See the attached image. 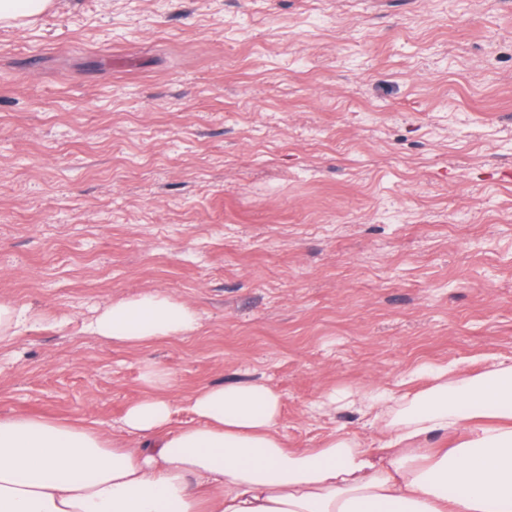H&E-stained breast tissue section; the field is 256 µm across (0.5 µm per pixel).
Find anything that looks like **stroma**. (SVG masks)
<instances>
[{
	"label": "stroma",
	"mask_w": 512,
	"mask_h": 512,
	"mask_svg": "<svg viewBox=\"0 0 512 512\" xmlns=\"http://www.w3.org/2000/svg\"><path fill=\"white\" fill-rule=\"evenodd\" d=\"M146 292L198 328L104 345ZM0 414L122 435L263 379L293 448L371 440L327 390L512 357V0H61L0 27ZM24 316L13 303L0 301V346L13 341Z\"/></svg>",
	"instance_id": "obj_1"
}]
</instances>
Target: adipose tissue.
Instances as JSON below:
<instances>
[{"label":"adipose tissue","instance_id":"1","mask_svg":"<svg viewBox=\"0 0 512 512\" xmlns=\"http://www.w3.org/2000/svg\"><path fill=\"white\" fill-rule=\"evenodd\" d=\"M197 325L191 305L149 292L106 301L91 332L138 347ZM143 381L123 416L135 448L79 420L1 414L0 512H512V360L466 378L438 367L418 392L365 389L375 448L340 430L287 448L282 396L262 380L199 388L180 425L169 373Z\"/></svg>","mask_w":512,"mask_h":512}]
</instances>
